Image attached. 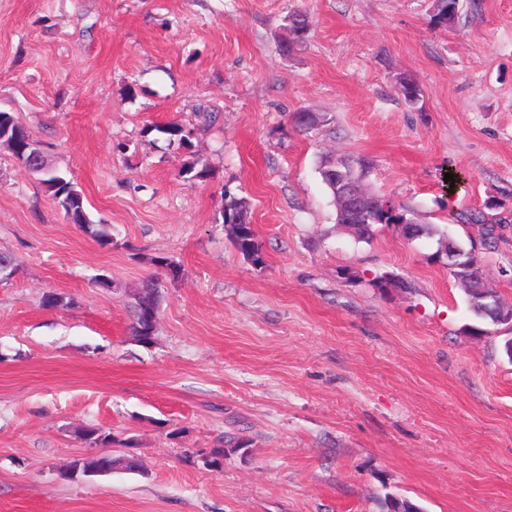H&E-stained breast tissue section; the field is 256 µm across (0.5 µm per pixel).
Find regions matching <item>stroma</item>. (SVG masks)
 I'll use <instances>...</instances> for the list:
<instances>
[{
    "label": "stroma",
    "instance_id": "obj_1",
    "mask_svg": "<svg viewBox=\"0 0 512 512\" xmlns=\"http://www.w3.org/2000/svg\"><path fill=\"white\" fill-rule=\"evenodd\" d=\"M461 4L445 24L436 0H0V110L114 238L68 223L0 147L17 263L0 281V512H382L389 496L512 512V325L471 334L436 239L356 241L319 173L370 159L369 190L474 251L512 304V0ZM189 162L200 176L179 177ZM229 195L264 265L226 235ZM467 210L497 240L457 223ZM385 274L405 287H376ZM152 276L145 346L132 302ZM47 291L74 306L43 308ZM232 438L244 449L209 465ZM100 453L141 469L61 479ZM248 211L249 205L245 199L226 196L222 223L235 249L252 265L259 266L264 264L263 251L254 224H249L247 219ZM243 224L251 227H244ZM241 228L247 230L246 235L239 233ZM159 286H160L159 278H150V279L146 280L142 286V288H143L142 296L138 297V299H137V297H134V300H135L134 308H135L136 319H135L134 325L132 326V336L134 337V340L136 342L146 345V346L151 345L153 343L154 332L156 330V327H155V325L153 327L152 339L143 337L141 335V333H142L141 327H142V320H143L142 313L140 310L141 300L145 296L154 294L155 291L159 293Z\"/></svg>",
    "mask_w": 512,
    "mask_h": 512
}]
</instances>
